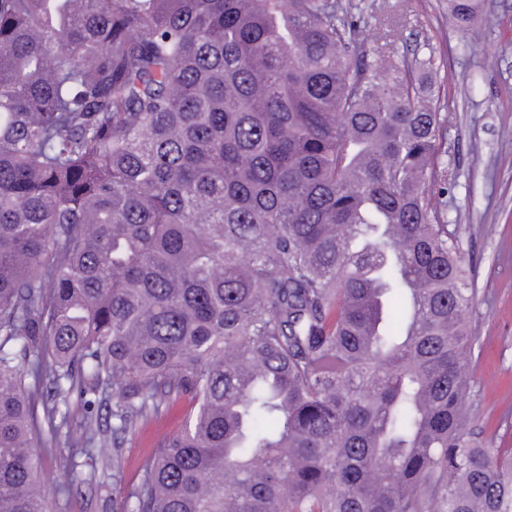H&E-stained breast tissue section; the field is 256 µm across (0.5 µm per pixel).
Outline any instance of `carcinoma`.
<instances>
[{"label": "carcinoma", "instance_id": "obj_1", "mask_svg": "<svg viewBox=\"0 0 512 512\" xmlns=\"http://www.w3.org/2000/svg\"><path fill=\"white\" fill-rule=\"evenodd\" d=\"M396 38L352 0H0V512H49L35 447L67 498L184 398L120 512H512L441 61ZM74 395L111 434L60 439ZM43 458L46 476L49 480L50 495L52 499L56 498L55 487L68 480V474L62 467V455L66 456L68 448H53V451H47L45 448H37ZM62 451V453H60Z\"/></svg>", "mask_w": 512, "mask_h": 512}]
</instances>
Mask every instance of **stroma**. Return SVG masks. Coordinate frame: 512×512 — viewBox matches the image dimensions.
I'll list each match as a JSON object with an SVG mask.
<instances>
[{
    "label": "stroma",
    "mask_w": 512,
    "mask_h": 512,
    "mask_svg": "<svg viewBox=\"0 0 512 512\" xmlns=\"http://www.w3.org/2000/svg\"><path fill=\"white\" fill-rule=\"evenodd\" d=\"M395 18L399 52L441 56L438 107L448 142L445 221L469 266L475 303L467 315L471 378L466 403L475 437L512 448V0H486L468 32L448 19L447 0H361ZM183 409L138 425L123 448L122 470L84 464L91 482L66 512H113L155 443L177 431Z\"/></svg>",
    "instance_id": "obj_1"
}]
</instances>
